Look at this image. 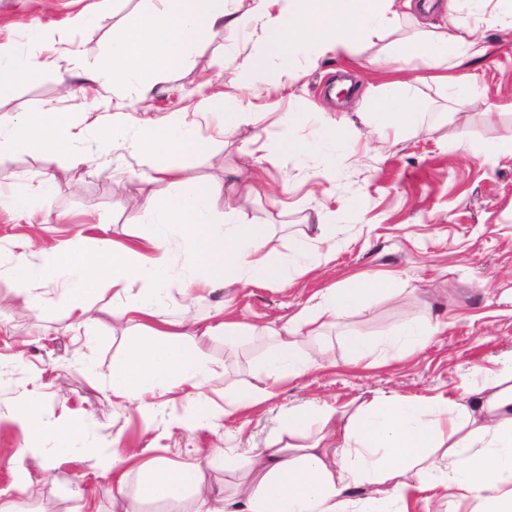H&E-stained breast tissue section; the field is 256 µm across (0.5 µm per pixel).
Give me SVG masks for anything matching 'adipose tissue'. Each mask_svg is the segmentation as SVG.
Instances as JSON below:
<instances>
[{
    "label": "adipose tissue",
    "mask_w": 512,
    "mask_h": 512,
    "mask_svg": "<svg viewBox=\"0 0 512 512\" xmlns=\"http://www.w3.org/2000/svg\"><path fill=\"white\" fill-rule=\"evenodd\" d=\"M157 2L112 41L108 76L142 92L152 90L189 46L238 27L243 18L239 0ZM412 7L413 0H250L247 15L261 30L259 52L248 64L227 55L228 82L240 91H256L271 86V70L288 73L304 61L353 54L360 42L398 26ZM389 50L398 57L414 55L422 68L433 72L436 84L450 96L463 98L473 85L450 76L449 70L456 59L484 57L487 46L470 14L460 12L451 27L436 25L416 37L395 39ZM216 113L222 117L217 136L223 137L257 119L244 105H228L217 93L201 104L194 117L174 112L139 119L116 112L98 130L101 144L122 142L147 168L149 180L172 187L160 201L150 196L130 200L133 212L151 214L143 235L151 255L129 246L91 255L69 243L45 253L37 266L21 255L0 265V274L21 282L67 281L65 315L75 324L92 321L94 299L103 284L143 281V288L128 297L123 312L129 321L149 325L150 330L134 335L124 360L113 365L112 393L145 398L191 387L194 427L216 417L215 404L203 391L215 369L188 344L196 319L161 317L172 276L169 242L181 238L192 253L190 282L214 290L237 284L282 288L321 264L327 257L323 244L336 234L335 225L320 211L314 234L280 248L270 225L249 222L243 215L241 198L262 193L249 178L230 195L208 187L178 192V185L187 179L180 159L211 151L216 136L202 134L200 122ZM421 116L416 81L406 77L376 86L371 109L359 113L354 123L328 122L318 112L290 113L291 133L268 145L267 151L298 159L316 150L331 154L362 129L382 137L391 129L418 127ZM307 126L312 127V135L300 136V128ZM82 137L69 113L52 106L7 125L0 123V150L37 140L76 165L85 161L77 150ZM397 282L389 272L355 277L304 306L272 332L273 344L257 363L258 384L225 389V413L254 410L276 396L288 380L315 368L316 360L301 350L300 337L338 325L370 299L394 293ZM436 330V325L410 318L397 333L375 340L350 334L344 336L343 345L351 362L377 364L391 351L415 353ZM203 333L223 337L225 352L234 353L246 337L269 332L240 322L224 303ZM279 423L287 443L258 449L245 471L237 467L231 448H218L179 465L161 457L141 460L100 449L98 465L111 473L113 489L121 496L130 488L129 476L137 475L135 493L129 495L124 512H140V504L148 502L167 504L168 512H409L413 500L426 491L447 493L458 488L478 497L492 486L499 494L490 499L488 512H512V354L498 360L496 370L486 375L477 391L439 394L423 401L379 395L352 411L312 402L283 412ZM89 426L82 420L55 430L37 428L36 434L42 451L57 456L77 452ZM215 467L232 476L229 489L207 483L204 471ZM364 485L371 486V493L355 497V490Z\"/></svg>",
    "instance_id": "obj_1"
}]
</instances>
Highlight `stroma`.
Wrapping results in <instances>:
<instances>
[{
	"label": "stroma",
	"instance_id": "obj_1",
	"mask_svg": "<svg viewBox=\"0 0 512 512\" xmlns=\"http://www.w3.org/2000/svg\"><path fill=\"white\" fill-rule=\"evenodd\" d=\"M94 2L0 0V45L12 56L44 64L35 79L17 81L0 99V122L53 104L70 112L86 133L81 150L87 162L79 167L37 143L0 152L1 192L49 186L41 199L40 226L0 206V253L26 254L35 265L44 250L63 243L90 253L114 243L137 244L151 217L133 219L128 198L167 191L165 184L142 182L137 159L123 147H115L111 159H96L102 114L146 118L194 111L225 87V47L235 46L244 59L256 46L253 28L224 31L190 46L148 93L101 84L92 76L106 66L113 37L151 0H111L97 14ZM482 31L485 57L457 59L450 70L472 81L474 95L451 100L433 82L421 81V125L390 134L383 145L365 137L351 141L335 175H327L322 155L298 160L253 150L252 142L287 132L288 115L298 110L354 120L352 106L369 86L407 72L421 76L418 61H398L386 52L395 37L412 36V22L361 42L348 58L327 57L303 76L288 77L278 103L253 100L257 122L241 126L209 154L185 159L190 190L205 184L229 192L247 177L275 190L288 184L283 201L264 196L242 204L247 220L271 225L281 240L311 233L313 217L323 207L336 225L327 259L295 285L220 290L196 305L197 316L228 300L243 322L277 327L317 293L341 287L354 275L399 276L397 296L375 299L325 335L302 337L307 356L324 357L327 365L289 381L268 405L190 430L184 425L191 406L186 392L146 401L115 397L112 365L123 359L138 331L113 303L115 288L98 296L96 320L85 328L72 325L59 309L65 282L25 285L0 276V502H13L17 512H121L112 477L96 468L93 449L179 463L195 458L200 448L266 447L277 439L273 408L316 400L351 410L382 393L422 400L478 387L477 369L493 368L497 358L512 353V154L497 148L512 127V28L488 24ZM68 87L94 99V106L65 99ZM462 133L469 148L458 145ZM350 198L360 201L359 212L346 210ZM35 295L46 300L42 310L28 306ZM412 317L440 326L412 357H393L376 367L349 364L344 335L377 336ZM270 343V337L258 336L234 355L225 353L223 338L205 343L208 359L224 368L205 387L216 404H223L225 388L256 383L255 360ZM34 388L42 394L37 419L43 427L90 418L83 452L53 458L32 452L33 432L15 414ZM22 471L33 482L52 485L54 495L19 493L15 480Z\"/></svg>",
	"mask_w": 512,
	"mask_h": 512
}]
</instances>
